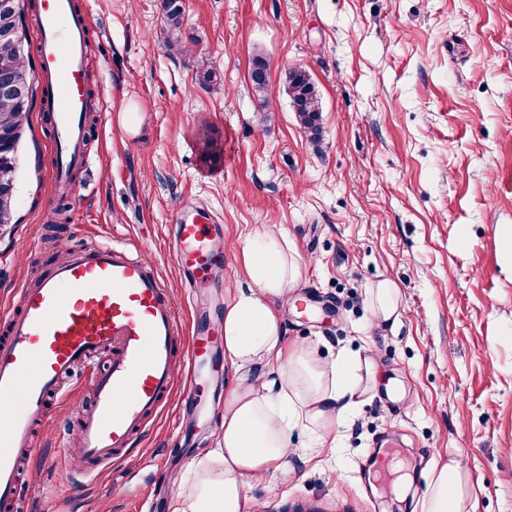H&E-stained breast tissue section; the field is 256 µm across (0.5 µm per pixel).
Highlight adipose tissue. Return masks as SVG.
Listing matches in <instances>:
<instances>
[{
    "label": "adipose tissue",
    "mask_w": 512,
    "mask_h": 512,
    "mask_svg": "<svg viewBox=\"0 0 512 512\" xmlns=\"http://www.w3.org/2000/svg\"><path fill=\"white\" fill-rule=\"evenodd\" d=\"M239 254L250 281L224 304V359L234 372L224 397V416L215 450L189 469L187 482L171 493V512H252L247 494L274 471L289 474L295 454L294 429L308 432L319 448L335 450L334 436L348 425L378 367L348 350L320 359L323 337L291 342L280 311L302 277L304 262L273 225L257 230ZM375 326L395 324L401 291L383 278L367 289ZM278 385H271L270 374ZM471 476L457 461L435 468L427 484L422 512H466Z\"/></svg>",
    "instance_id": "obj_1"
}]
</instances>
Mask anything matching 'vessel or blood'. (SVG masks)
<instances>
[{
    "label": "vessel or blood",
    "instance_id": "b4317fda",
    "mask_svg": "<svg viewBox=\"0 0 512 512\" xmlns=\"http://www.w3.org/2000/svg\"><path fill=\"white\" fill-rule=\"evenodd\" d=\"M34 31L53 184L67 194L87 161V18L75 0H39ZM216 223L206 211L175 218L172 257L191 287L224 261ZM19 292V309L0 311V512H20L21 459L38 446L33 427L75 368L94 385L77 416L86 479L120 459L174 392H195L208 350L203 332L187 331L156 267L121 243L75 244Z\"/></svg>",
    "mask_w": 512,
    "mask_h": 512
}]
</instances>
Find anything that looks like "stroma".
<instances>
[{
	"mask_svg": "<svg viewBox=\"0 0 512 512\" xmlns=\"http://www.w3.org/2000/svg\"><path fill=\"white\" fill-rule=\"evenodd\" d=\"M89 18L96 121L87 166L57 213L52 127L40 108L19 150L17 208L0 230V305L74 239L134 245L157 266L186 322L215 348L195 402L175 398L89 488L64 449L31 459L37 512H168L171 489L213 450L232 373L224 365L228 287H248L237 256L278 225L305 266L281 313L289 340H328L379 365L337 452L294 430L291 476L249 487L253 512H422L434 465L473 480L468 512H512V0H184L166 48L161 0H78ZM264 58L270 82L254 92ZM215 64L217 82L198 71ZM312 76L322 134L312 145L283 77ZM203 207L224 230V267L185 302L169 235ZM394 280L395 325L374 328L368 284ZM85 379L51 398L39 430L75 431Z\"/></svg>",
	"mask_w": 512,
	"mask_h": 512,
	"instance_id": "35a3bbf8",
	"label": "stroma"
}]
</instances>
